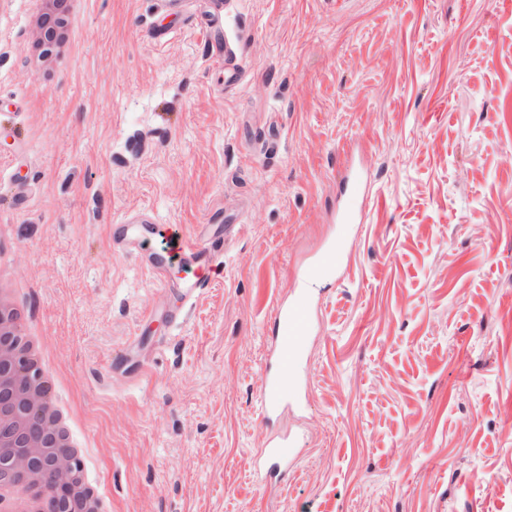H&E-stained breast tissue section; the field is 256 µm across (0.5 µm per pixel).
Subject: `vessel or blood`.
<instances>
[{"mask_svg":"<svg viewBox=\"0 0 512 512\" xmlns=\"http://www.w3.org/2000/svg\"><path fill=\"white\" fill-rule=\"evenodd\" d=\"M343 182L347 199L339 207L336 221L341 237H348L369 192L368 174L354 166H346ZM111 240L119 245H148L147 264L160 288H168L167 271L179 263L186 271L182 284L184 299H192L221 272L224 263V236L209 230L193 242L180 239L173 227L158 224L151 216L140 213L112 225ZM342 258L335 248H322L303 270L304 280L332 276L341 271ZM319 304L308 292L290 302L278 304L272 313L277 329L274 348L264 366L265 383L257 396L258 416L262 422L277 420L284 411L303 407L305 385L300 372L301 338L311 335L318 320ZM300 441L298 432L288 430L269 435L257 448L255 478L259 486L280 482L290 471Z\"/></svg>","mask_w":512,"mask_h":512,"instance_id":"1","label":"vessel or blood"}]
</instances>
